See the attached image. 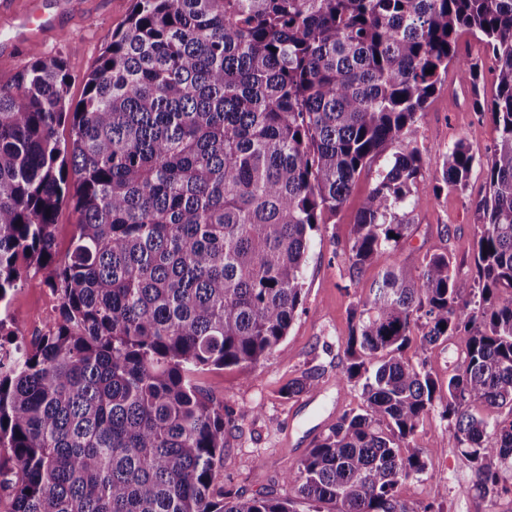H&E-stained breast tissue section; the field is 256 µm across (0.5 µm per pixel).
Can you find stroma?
Segmentation results:
<instances>
[{"instance_id":"35a3bbf8","label":"stroma","mask_w":512,"mask_h":512,"mask_svg":"<svg viewBox=\"0 0 512 512\" xmlns=\"http://www.w3.org/2000/svg\"><path fill=\"white\" fill-rule=\"evenodd\" d=\"M55 29L41 36L38 47L22 44L14 60L0 68V85L10 84L33 54L60 58L71 81L68 97L79 102L85 78L122 29L135 0H75ZM497 137L490 114L475 112L473 96L456 67L432 97L419 121L414 139L421 152L423 174L418 180L421 206L397 253L381 252L359 279L348 273V245L362 199L377 180L385 158L376 159L356 179L351 194L312 236L304 272L303 309L279 347L250 373L239 368H209L195 383L214 402L229 411L232 423L224 432V484L247 497L288 493L284 477L314 447L338 418L362 404L361 388L343 381L344 347L352 334V311L365 300L377 274L391 260L420 267L426 256L446 252L456 261L461 279L477 283L474 202L486 191L485 161ZM464 141L476 157L465 192L433 193L436 169L457 141ZM61 300L49 287L45 272H29L10 302L13 328L29 339L45 332L59 314ZM466 347L457 337L438 341L426 351L408 348L412 363L424 364L433 377L447 378L465 360ZM312 378L310 389L287 397L288 383ZM412 444L427 464L421 478L398 486V495L412 505L440 504L443 512H512V498L499 497L473 485V472L458 448L454 431L439 411H432Z\"/></svg>"}]
</instances>
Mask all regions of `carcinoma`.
Masks as SVG:
<instances>
[{"label":"carcinoma","instance_id":"carcinoma-1","mask_svg":"<svg viewBox=\"0 0 512 512\" xmlns=\"http://www.w3.org/2000/svg\"><path fill=\"white\" fill-rule=\"evenodd\" d=\"M488 47L498 132L478 201L482 285L448 253L398 262L353 309L343 414L285 477L286 498L224 488V405L191 375L252 369L303 304L312 233L392 151L349 249L360 276L397 251L419 204L412 134L460 57ZM433 73H428V70ZM64 63L38 54L0 86V490L9 512H441L401 501L426 473L411 441L435 408L475 486L512 495V0H136L76 107ZM69 124V145L58 127ZM462 141L432 190L465 191ZM80 214L64 261L54 223ZM47 270L59 316L18 340L10 297ZM450 336L441 381L405 357ZM508 408L498 418L493 409Z\"/></svg>","mask_w":512,"mask_h":512}]
</instances>
